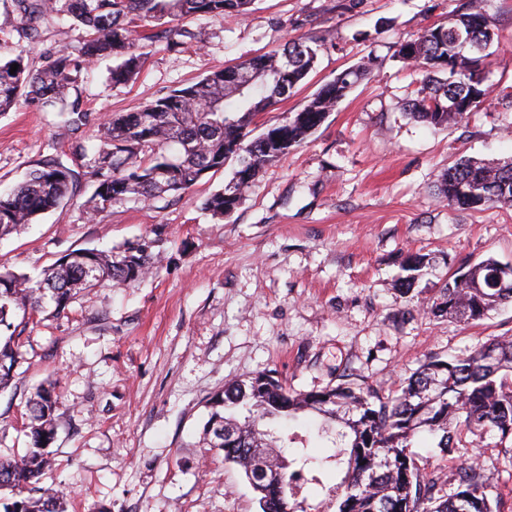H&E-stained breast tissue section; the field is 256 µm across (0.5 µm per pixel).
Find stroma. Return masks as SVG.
<instances>
[{
	"mask_svg": "<svg viewBox=\"0 0 512 512\" xmlns=\"http://www.w3.org/2000/svg\"><path fill=\"white\" fill-rule=\"evenodd\" d=\"M457 0H256L237 18L178 21L173 47L144 42L136 79L113 85V62L81 66L79 129L20 104L0 114V192L52 158L77 172L70 199L0 239V269L31 276L79 249L108 250L149 236L163 264L130 286L111 282L77 294L64 313L29 325L14 381L0 392V456L23 450L24 402L40 384L59 402L48 479L66 512H260L244 476L203 438L207 401L237 378L275 372L297 392L355 379L395 391L425 357L512 336V305L466 325L426 312L438 275L493 256L512 262V208L473 215L435 195L440 172L460 157L512 158V0H487L498 46L488 79L496 97L468 121L435 130L404 113L419 73L396 58L400 41L444 21ZM328 30L333 48L288 100L261 121L300 109L341 71L373 58L325 122L246 188L235 212L213 217L203 202L229 171L206 174L182 196L121 201L89 217L96 185L75 152L93 144L110 113L132 112L287 40ZM84 32L51 17L40 37L0 32V45L45 65L78 55ZM433 256L410 296L395 287L400 256ZM486 436L463 462L493 474L499 512H512V462Z\"/></svg>",
	"mask_w": 512,
	"mask_h": 512,
	"instance_id": "1",
	"label": "stroma"
}]
</instances>
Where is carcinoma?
Masks as SVG:
<instances>
[{
    "label": "carcinoma",
    "instance_id": "1",
    "mask_svg": "<svg viewBox=\"0 0 512 512\" xmlns=\"http://www.w3.org/2000/svg\"><path fill=\"white\" fill-rule=\"evenodd\" d=\"M254 0H13L4 27L35 38L43 21L66 15L83 27L80 49L87 63L117 57L112 83L137 75L144 56L136 52L135 22H162L193 16L239 17ZM482 0H462L448 20L400 43L397 56L422 75L406 115L426 126L443 129L468 119L448 110L453 99L471 94L490 96L485 60L492 55L494 24ZM461 32L476 46L474 56L454 45ZM333 45L327 33L289 41L279 49L250 56L233 66L152 97L134 112L111 114L97 136L87 168L97 187L90 200L96 216L107 205L128 198L151 201L182 195L209 172L230 169L224 187L213 192L204 209L218 217L231 215L242 192L268 165L281 160L316 130L347 97L371 77L373 64L348 68L325 83L299 111L264 127L258 118L291 96L314 69L320 51ZM18 65L10 73L12 65ZM244 66L263 82L241 86L236 77ZM79 63L65 52L31 72L22 56L0 61V113L21 101L49 107L60 124L78 126L87 118L73 98ZM73 171L61 163L34 165L12 190L0 193V238L32 223L69 197ZM438 198L457 211L482 212L512 206V159L473 157L455 160L441 174ZM153 242L141 239L117 251L76 250L37 278L0 270V389L13 378L22 353L16 324L48 306L60 313L80 291L103 282L134 283L159 262ZM433 257L409 253L403 260L408 275L398 281L410 293L417 272ZM502 262L488 257L464 263L446 277L428 306L433 315L473 324L512 301V284L499 285ZM57 401L41 388L25 404L30 447L0 460V505L3 512H65L62 494L43 484L50 459L45 449L56 434ZM315 416V438L332 449L324 461L343 473L326 512H497L495 485L483 464H460L458 488L448 495L440 476L428 472L412 451L421 433L432 437L434 454L450 459L461 448L475 447L487 434L500 443L512 439V337L492 338L469 353L444 360L428 357L400 391L383 395L369 385L345 380L320 391L295 392L267 373L236 380L211 398L205 435L210 446L234 464L259 495L262 512H308L303 487L321 485L307 448H295L297 433L279 425ZM276 471L277 484L258 474L259 465Z\"/></svg>",
    "mask_w": 512,
    "mask_h": 512
}]
</instances>
